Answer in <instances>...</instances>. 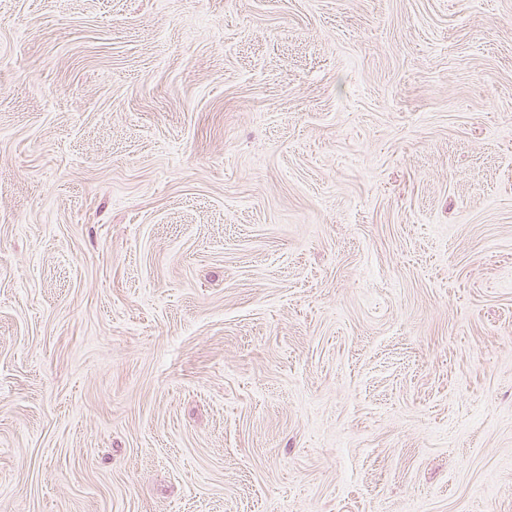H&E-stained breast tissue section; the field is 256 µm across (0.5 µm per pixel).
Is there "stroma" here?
Here are the masks:
<instances>
[{"instance_id":"35a3bbf8","label":"stroma","mask_w":512,"mask_h":512,"mask_svg":"<svg viewBox=\"0 0 512 512\" xmlns=\"http://www.w3.org/2000/svg\"><path fill=\"white\" fill-rule=\"evenodd\" d=\"M0 512H512V0H0Z\"/></svg>"}]
</instances>
